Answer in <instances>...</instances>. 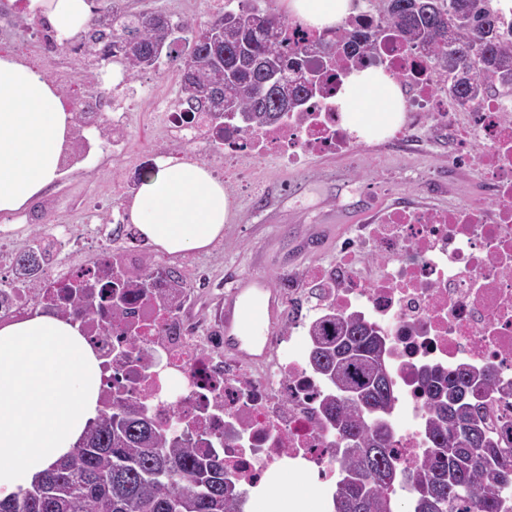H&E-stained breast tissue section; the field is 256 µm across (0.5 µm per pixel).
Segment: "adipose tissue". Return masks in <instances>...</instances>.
I'll return each instance as SVG.
<instances>
[{"mask_svg": "<svg viewBox=\"0 0 512 512\" xmlns=\"http://www.w3.org/2000/svg\"><path fill=\"white\" fill-rule=\"evenodd\" d=\"M288 17L310 29L336 27L354 0H283ZM57 39L77 37L91 16L89 0H23ZM364 140L383 138L403 119L405 93L380 67L343 77L332 99ZM71 107L53 81L22 59L0 55V213L29 206L65 174ZM126 211L136 240L170 256L209 248L233 214L223 180L205 163L160 155ZM102 361L78 324L34 312L0 325V499L76 446L99 413ZM251 512H324L311 488L273 475L251 498Z\"/></svg>", "mask_w": 512, "mask_h": 512, "instance_id": "adipose-tissue-1", "label": "adipose tissue"}]
</instances>
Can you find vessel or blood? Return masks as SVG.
I'll use <instances>...</instances> for the list:
<instances>
[{
    "mask_svg": "<svg viewBox=\"0 0 512 512\" xmlns=\"http://www.w3.org/2000/svg\"><path fill=\"white\" fill-rule=\"evenodd\" d=\"M278 296L268 283L252 274L240 275L224 306V347L257 358L269 350V324Z\"/></svg>",
    "mask_w": 512,
    "mask_h": 512,
    "instance_id": "obj_1",
    "label": "vessel or blood"
}]
</instances>
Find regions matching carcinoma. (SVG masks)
<instances>
[{"label":"carcinoma","instance_id":"cac0c4a2","mask_svg":"<svg viewBox=\"0 0 512 512\" xmlns=\"http://www.w3.org/2000/svg\"><path fill=\"white\" fill-rule=\"evenodd\" d=\"M497 6H492V2ZM400 11H379L384 29L409 47H420L446 77L448 96L475 106L490 91L512 96V8L503 0H397ZM226 10L210 21L185 19L200 34L184 54H176L180 75L177 102L183 112L208 115L230 105L247 128L275 123L322 93L307 86V72L321 74L314 58L353 61L377 52L380 31L361 16L343 31L323 32L309 45L282 43L288 20L255 5L235 12L229 28ZM155 16L158 22L149 23ZM171 19L161 12L134 11L119 0H104L78 40L93 58L116 59L130 77L154 67V51L173 42ZM258 56L289 57L294 68L270 80L256 68ZM311 365L332 387L323 409L339 435L334 454L339 480L333 512H397L392 486L401 475L391 453L392 431L369 424L393 401L385 367L383 336L352 316L326 313L311 329ZM472 368H424V420L431 454L412 477L408 512H503L512 492V421L493 425L484 398L494 391L512 394V383ZM239 491L224 458L193 448L161 428L146 413L116 406L90 422L67 457L32 485L0 501V512H240Z\"/></svg>","mask_w":512,"mask_h":512}]
</instances>
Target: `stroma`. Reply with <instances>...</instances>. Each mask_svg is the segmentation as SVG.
Segmentation results:
<instances>
[{
	"mask_svg": "<svg viewBox=\"0 0 512 512\" xmlns=\"http://www.w3.org/2000/svg\"><path fill=\"white\" fill-rule=\"evenodd\" d=\"M177 86V75L161 82L149 71L126 86L111 88L110 94L138 100L145 112L155 94L175 92ZM447 162V146L434 141L426 142L416 158L370 141L354 158L311 155L290 170L274 158L259 160L253 187L235 191L223 239L208 251L181 255L175 262L185 269L188 289L200 290L204 298L220 304L234 288L235 275L246 271L265 278L283 298L293 288L311 289L302 271L335 264L349 228L363 223V204L372 191L433 206L467 205V173H458L449 194L431 193L430 176ZM121 167L110 153L98 152L90 166L69 174L55 190L79 202L99 204L101 210H115L112 176Z\"/></svg>",
	"mask_w": 512,
	"mask_h": 512,
	"instance_id": "obj_1",
	"label": "stroma"
}]
</instances>
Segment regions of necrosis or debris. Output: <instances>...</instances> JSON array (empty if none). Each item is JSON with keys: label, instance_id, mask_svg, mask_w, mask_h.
I'll return each mask as SVG.
<instances>
[{"label": "necrosis or debris", "instance_id": "1", "mask_svg": "<svg viewBox=\"0 0 512 512\" xmlns=\"http://www.w3.org/2000/svg\"><path fill=\"white\" fill-rule=\"evenodd\" d=\"M377 60L409 89L392 141H406L421 128L447 134L449 169L469 168L480 192L463 207L402 201L369 207L367 223L357 226L336 264L304 274L322 289L309 319L325 311L353 314L387 337L394 401L384 419L393 430L397 466L410 476L431 450L419 370L463 364L512 381V99L493 98L477 108L450 100L424 53L393 36L381 39ZM90 80L94 100L75 103L71 117V166L106 146L117 157L129 152L134 110L114 111L104 90L108 82L127 83L126 69L95 65ZM149 121L166 148L203 150L213 167L239 176L270 154L294 168L306 156L350 152L356 143L326 96L307 111L249 131L229 116L218 126L176 111L165 96L155 97ZM45 235L29 240L28 252L42 257L36 267L10 240L0 241V267L11 272L0 282L1 324L37 308L58 311L64 285L77 279L111 277L113 286H124L125 299L112 302L106 289H93L92 305L74 317L103 361L111 402L145 410L176 435L208 442L245 494L286 460L322 481L336 475L329 451L339 439L322 409L327 384L309 366L304 332L274 331L270 358L246 366L224 352L222 312L199 322L190 313L191 295L162 271L144 294L130 285L140 257L108 244L73 269L43 257ZM284 346L285 361L278 355Z\"/></svg>", "mask_w": 512, "mask_h": 512}]
</instances>
